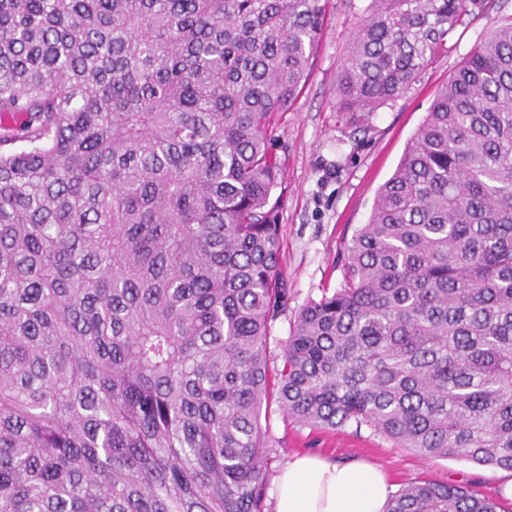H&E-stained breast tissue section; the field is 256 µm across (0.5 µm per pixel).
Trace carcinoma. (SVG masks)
<instances>
[{
  "label": "carcinoma",
  "instance_id": "obj_1",
  "mask_svg": "<svg viewBox=\"0 0 512 512\" xmlns=\"http://www.w3.org/2000/svg\"><path fill=\"white\" fill-rule=\"evenodd\" d=\"M328 0H0V512H271L270 398L512 471V20L438 91L340 288H288L272 117ZM495 0H370L337 80L403 95ZM386 512H501L419 478Z\"/></svg>",
  "mask_w": 512,
  "mask_h": 512
}]
</instances>
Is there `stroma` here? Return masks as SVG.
Segmentation results:
<instances>
[{
    "instance_id": "obj_1",
    "label": "stroma",
    "mask_w": 512,
    "mask_h": 512,
    "mask_svg": "<svg viewBox=\"0 0 512 512\" xmlns=\"http://www.w3.org/2000/svg\"><path fill=\"white\" fill-rule=\"evenodd\" d=\"M369 0H330L322 39L311 73L289 111L272 124L273 149L283 167L272 193L280 229L281 262L288 296L273 323L272 355L286 338L299 308L343 281L346 249L356 230L368 223L378 189L393 175L438 91L495 22L512 17V0H498L491 14H473L448 38V51L396 100L356 125L337 109V78L351 36ZM267 437L277 448L272 468L289 456L314 454L336 460L363 459L379 465L393 489L418 479L467 482L485 496H498L501 470L457 459L425 458L395 447L369 427L335 431L305 427L270 409Z\"/></svg>"
}]
</instances>
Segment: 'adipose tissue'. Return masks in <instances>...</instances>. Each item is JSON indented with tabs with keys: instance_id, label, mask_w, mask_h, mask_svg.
Instances as JSON below:
<instances>
[{
	"instance_id": "adipose-tissue-1",
	"label": "adipose tissue",
	"mask_w": 512,
	"mask_h": 512,
	"mask_svg": "<svg viewBox=\"0 0 512 512\" xmlns=\"http://www.w3.org/2000/svg\"><path fill=\"white\" fill-rule=\"evenodd\" d=\"M273 512H386V474L364 461L292 458L275 477Z\"/></svg>"
}]
</instances>
